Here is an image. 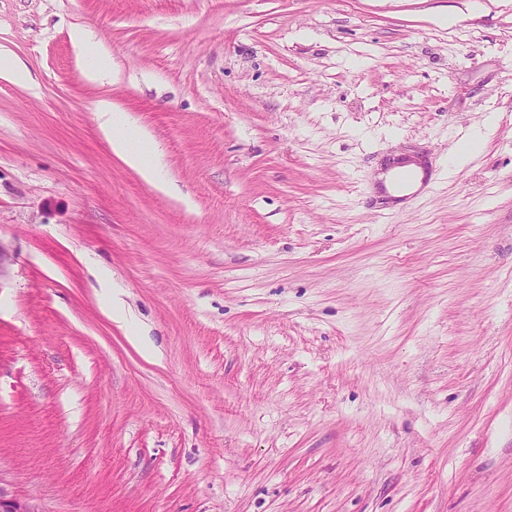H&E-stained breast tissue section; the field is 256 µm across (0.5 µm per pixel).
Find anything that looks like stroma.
Segmentation results:
<instances>
[{
    "mask_svg": "<svg viewBox=\"0 0 512 512\" xmlns=\"http://www.w3.org/2000/svg\"><path fill=\"white\" fill-rule=\"evenodd\" d=\"M0 51L1 488L512 512V0H0ZM401 153L431 179L391 209ZM0 78L9 81H30V75L25 66L17 59L6 54H0ZM92 114L101 131L108 138L112 151L127 165L136 169L148 182L160 188H167L166 182L158 177L160 170L154 156L147 148L145 134L127 122L112 102L100 99L93 103Z\"/></svg>",
    "mask_w": 512,
    "mask_h": 512,
    "instance_id": "1",
    "label": "stroma"
}]
</instances>
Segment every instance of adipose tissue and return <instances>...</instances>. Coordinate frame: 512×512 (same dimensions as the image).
<instances>
[{
    "mask_svg": "<svg viewBox=\"0 0 512 512\" xmlns=\"http://www.w3.org/2000/svg\"><path fill=\"white\" fill-rule=\"evenodd\" d=\"M92 111L99 128L108 138L114 154L136 169L146 181L159 184L160 167L147 147L145 134L137 127L130 125L124 114L118 112L109 100H97L92 106Z\"/></svg>",
    "mask_w": 512,
    "mask_h": 512,
    "instance_id": "1",
    "label": "adipose tissue"
}]
</instances>
